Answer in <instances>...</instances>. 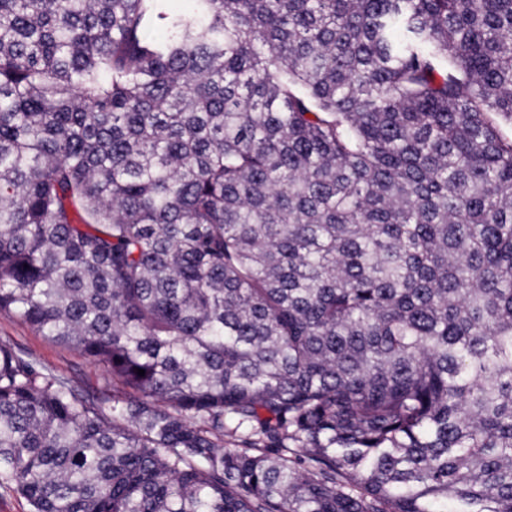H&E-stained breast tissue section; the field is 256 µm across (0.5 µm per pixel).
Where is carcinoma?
<instances>
[{
	"instance_id": "obj_1",
	"label": "carcinoma",
	"mask_w": 512,
	"mask_h": 512,
	"mask_svg": "<svg viewBox=\"0 0 512 512\" xmlns=\"http://www.w3.org/2000/svg\"><path fill=\"white\" fill-rule=\"evenodd\" d=\"M164 2L0 0V486L512 512V0ZM0 342L19 345L31 351L48 367L73 377L83 387H95L100 379L101 370L78 352L43 336L8 311H0Z\"/></svg>"
}]
</instances>
